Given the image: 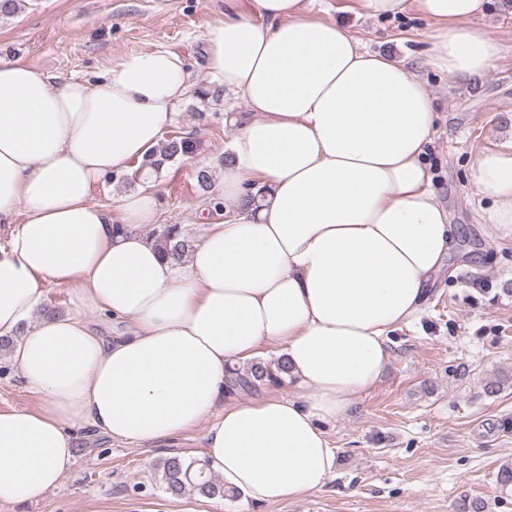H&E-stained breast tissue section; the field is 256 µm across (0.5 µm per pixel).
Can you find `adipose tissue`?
<instances>
[{"label": "adipose tissue", "instance_id": "ef3b65f1", "mask_svg": "<svg viewBox=\"0 0 512 512\" xmlns=\"http://www.w3.org/2000/svg\"><path fill=\"white\" fill-rule=\"evenodd\" d=\"M371 16L416 11L433 28L427 63L466 83L500 46L477 22L489 0H360ZM205 72L241 98L219 195L237 210L187 258L140 228L157 196L90 204L173 124L192 82L164 46L93 77L61 80L0 62V337L38 408L0 409V503L58 488L71 433L91 427L142 448L206 423L202 462L241 500L322 490L336 471L325 426L374 388L387 336L420 312L453 227L425 157L438 115L403 64L361 48L305 0H253L209 24ZM485 225L512 236V143L471 174ZM67 288L50 311L45 283ZM279 347L296 395L241 398L233 369Z\"/></svg>", "mask_w": 512, "mask_h": 512}]
</instances>
